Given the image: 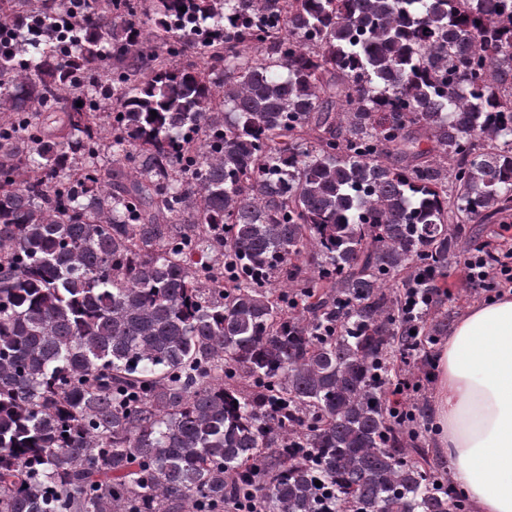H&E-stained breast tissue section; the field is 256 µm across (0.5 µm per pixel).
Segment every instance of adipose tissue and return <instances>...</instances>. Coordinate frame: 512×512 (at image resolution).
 I'll return each mask as SVG.
<instances>
[{
	"label": "adipose tissue",
	"instance_id": "adipose-tissue-1",
	"mask_svg": "<svg viewBox=\"0 0 512 512\" xmlns=\"http://www.w3.org/2000/svg\"><path fill=\"white\" fill-rule=\"evenodd\" d=\"M436 449L476 512H512V295L470 308L434 361Z\"/></svg>",
	"mask_w": 512,
	"mask_h": 512
}]
</instances>
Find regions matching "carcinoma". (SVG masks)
I'll use <instances>...</instances> for the list:
<instances>
[{
  "mask_svg": "<svg viewBox=\"0 0 512 512\" xmlns=\"http://www.w3.org/2000/svg\"><path fill=\"white\" fill-rule=\"evenodd\" d=\"M35 23L0 47V512H472L390 401L393 281L439 299L512 215V0H0Z\"/></svg>",
  "mask_w": 512,
  "mask_h": 512,
  "instance_id": "obj_1",
  "label": "carcinoma"
}]
</instances>
